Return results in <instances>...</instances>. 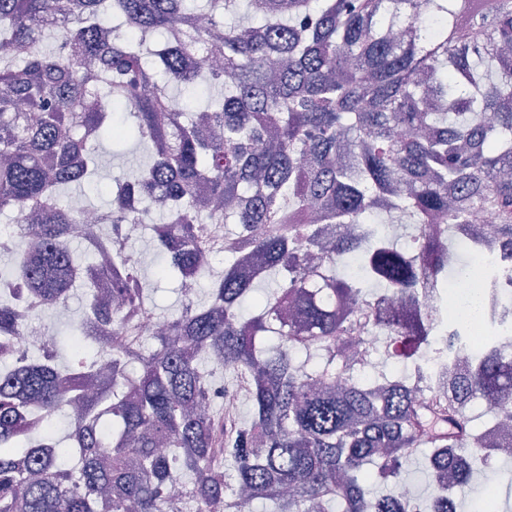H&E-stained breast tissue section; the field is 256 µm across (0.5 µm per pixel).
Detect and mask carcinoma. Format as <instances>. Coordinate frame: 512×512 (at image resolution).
I'll list each match as a JSON object with an SVG mask.
<instances>
[{
    "mask_svg": "<svg viewBox=\"0 0 512 512\" xmlns=\"http://www.w3.org/2000/svg\"><path fill=\"white\" fill-rule=\"evenodd\" d=\"M236 2L0 0V212L39 223L0 275V336L17 330L16 288L46 309L87 286L70 236L82 215L61 199L97 176L105 135L136 137L147 161L112 175L108 208L86 210L117 236L152 214L127 197L166 200L151 225L161 277L210 275L203 225H235L206 298L132 351L112 337L151 307L138 261L117 252L71 343L111 361L94 396L83 358L0 373V512H417L392 489L420 446L430 509L444 512L498 457L466 409L512 420V358L485 355L455 398L385 377L370 388L357 364L377 356L366 336L395 360L426 347L440 317L411 309L412 288L444 277L448 237L474 211H493V242L512 249V0H247L249 19L229 23ZM172 84L223 95L181 109ZM200 188L224 207L201 212ZM266 279L275 289L243 314ZM371 283L400 305H374ZM214 353L253 401L250 422L216 410ZM74 402L63 437L25 428L27 410L50 431Z\"/></svg>",
    "mask_w": 512,
    "mask_h": 512,
    "instance_id": "cac0c4a2",
    "label": "carcinoma"
}]
</instances>
